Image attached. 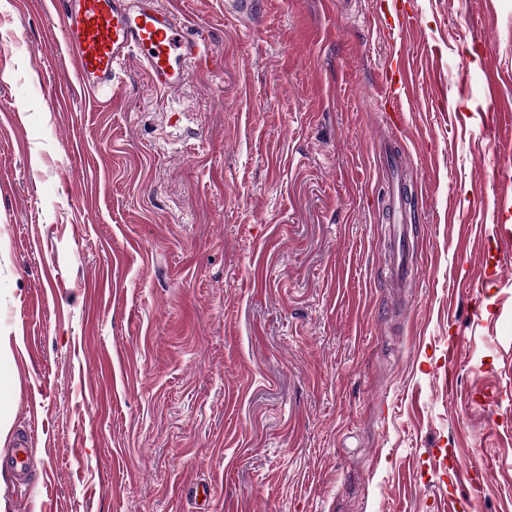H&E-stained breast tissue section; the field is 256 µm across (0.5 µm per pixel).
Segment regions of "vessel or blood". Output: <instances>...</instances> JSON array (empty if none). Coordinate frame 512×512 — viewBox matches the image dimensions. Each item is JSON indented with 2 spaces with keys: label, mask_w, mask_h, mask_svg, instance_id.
Masks as SVG:
<instances>
[{
  "label": "vessel or blood",
  "mask_w": 512,
  "mask_h": 512,
  "mask_svg": "<svg viewBox=\"0 0 512 512\" xmlns=\"http://www.w3.org/2000/svg\"><path fill=\"white\" fill-rule=\"evenodd\" d=\"M65 39L76 79L89 96L111 98L116 93L119 70L138 63L153 87L172 92L182 87L193 67L207 56L205 37L189 35L175 8H162L157 0H62ZM381 25L412 31L413 14L403 0H381L376 10ZM381 83L384 93H400L409 86L406 67H386ZM406 161L388 160L390 180L377 198L382 214L388 215L387 275L394 287L407 288L416 280L413 261L415 242L405 194L402 169Z\"/></svg>",
  "instance_id": "b4317fda"
}]
</instances>
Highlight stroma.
Returning <instances> with one entry per match:
<instances>
[{
	"label": "stroma",
	"mask_w": 512,
	"mask_h": 512,
	"mask_svg": "<svg viewBox=\"0 0 512 512\" xmlns=\"http://www.w3.org/2000/svg\"><path fill=\"white\" fill-rule=\"evenodd\" d=\"M172 1L207 66L163 98L129 64L106 102L57 0H0V456L33 431L0 512H512V264L485 251L512 133L483 130L512 0H410L412 37L373 0ZM400 58L411 94L381 103ZM384 146L424 189L409 288ZM386 164L390 170V180L385 183L384 192L377 196V207L384 215H389L387 227V247L389 262L387 275L395 288H409L416 280L418 268L413 261L415 239L411 240L412 218L408 210L405 181L402 175L406 159L398 155Z\"/></svg>",
	"instance_id": "35a3bbf8"
}]
</instances>
